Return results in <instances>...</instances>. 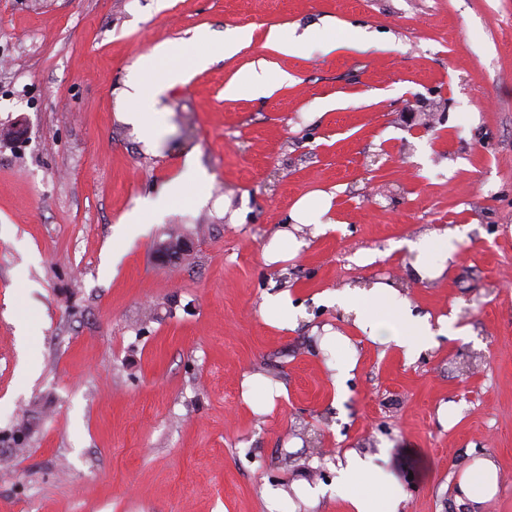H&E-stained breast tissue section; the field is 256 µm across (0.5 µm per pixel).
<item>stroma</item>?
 <instances>
[{
    "label": "stroma",
    "mask_w": 512,
    "mask_h": 512,
    "mask_svg": "<svg viewBox=\"0 0 512 512\" xmlns=\"http://www.w3.org/2000/svg\"><path fill=\"white\" fill-rule=\"evenodd\" d=\"M354 29L367 45L343 48ZM179 40L219 59L139 101L159 114L147 144L125 82ZM2 53L0 512H343L297 489H329L351 449L391 474L400 512H466L458 478L491 458L478 512H512V0H0ZM261 61L288 82L226 98ZM189 153L204 201L118 237ZM326 194L337 231L265 264L294 204ZM444 227L458 260L407 282L403 241ZM178 236L189 252L162 260ZM392 276L459 335L408 360L323 300ZM283 290L288 329L261 315ZM351 353L339 397L327 362ZM250 377L281 389L271 412L261 389L245 403ZM499 469L487 457H476L466 466L457 482V498L481 505L498 491Z\"/></svg>",
    "instance_id": "stroma-1"
}]
</instances>
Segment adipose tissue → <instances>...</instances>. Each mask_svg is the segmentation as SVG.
I'll return each instance as SVG.
<instances>
[{
	"label": "adipose tissue",
	"mask_w": 512,
	"mask_h": 512,
	"mask_svg": "<svg viewBox=\"0 0 512 512\" xmlns=\"http://www.w3.org/2000/svg\"><path fill=\"white\" fill-rule=\"evenodd\" d=\"M152 70L172 71L182 68H203L208 66L211 56L196 52L189 47L172 51L169 45L156 46L147 56ZM165 82L157 78H147L141 71H134L126 84L124 97L130 104L125 114L126 120L142 133H150L153 117L136 109L135 104L145 94L160 97L166 91ZM183 172L153 198L142 200L135 211L126 215L120 225V235L143 234L148 227L143 222L144 215L163 210L180 198L186 186H203L205 178L199 171L194 155H187L183 162ZM330 202H323L315 220H307L306 203L298 201L291 212L292 228L275 233L265 247L263 258L275 263L295 254L302 242L297 233L302 227H309L312 237L326 235L336 230L337 223L330 215ZM461 239L460 231L443 233H425L406 241L408 251L417 253L418 258L410 264V277L422 283L444 275L448 264L454 261ZM330 303L342 308L352 319L353 325L364 335L384 337L392 343L406 358H414L430 347L435 337L447 334L451 324L447 318L431 319L430 315L415 313L410 299L388 281H379L371 287H347L328 294ZM390 312L393 326H386L381 318L382 312ZM336 491L346 503L347 512H400L402 496L395 490L377 492H359L355 485L362 478H371L374 482L385 483L384 473L374 469L368 458L357 452L349 451L339 457L336 465ZM499 469L497 464L487 457H476L462 471L457 482L458 498L479 505L492 498L498 491Z\"/></svg>",
	"instance_id": "1"
}]
</instances>
